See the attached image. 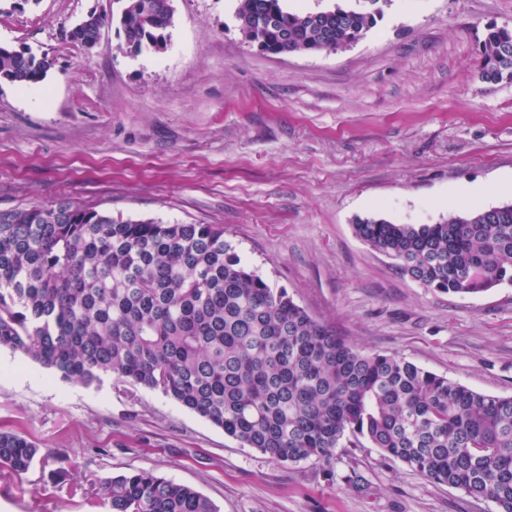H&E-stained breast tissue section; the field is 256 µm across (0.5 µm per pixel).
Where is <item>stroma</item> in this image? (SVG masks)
Listing matches in <instances>:
<instances>
[{"mask_svg": "<svg viewBox=\"0 0 512 512\" xmlns=\"http://www.w3.org/2000/svg\"><path fill=\"white\" fill-rule=\"evenodd\" d=\"M237 4L173 0L166 51L132 55L112 27L90 49L66 37L119 0H0V43L51 62L40 83L0 81V209L65 198L223 225L251 268L362 350L512 396V285L422 287L353 230L435 223L472 190L477 209L512 203V83L475 65L486 26L512 27V0H391L355 45L280 56L244 42ZM1 427L43 458L0 478V512H102L91 485L131 470L191 486L217 512H496L370 445L276 463L161 392L65 381L7 349ZM355 471L366 492L347 487Z\"/></svg>", "mask_w": 512, "mask_h": 512, "instance_id": "35a3bbf8", "label": "stroma"}]
</instances>
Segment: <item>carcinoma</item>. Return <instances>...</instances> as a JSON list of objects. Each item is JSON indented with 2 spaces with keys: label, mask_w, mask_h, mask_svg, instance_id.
I'll list each match as a JSON object with an SVG mask.
<instances>
[{
  "label": "carcinoma",
  "mask_w": 512,
  "mask_h": 512,
  "mask_svg": "<svg viewBox=\"0 0 512 512\" xmlns=\"http://www.w3.org/2000/svg\"><path fill=\"white\" fill-rule=\"evenodd\" d=\"M119 49L162 53L171 0H122ZM391 0H336L291 12L238 0L245 41L264 54L334 53L363 39ZM109 14L67 32L94 46ZM482 81L512 82V29L480 41ZM51 63L0 44V80H45ZM357 237L425 288L471 295L512 285V203L433 224L359 219ZM66 380L158 390L276 462L330 459L368 442L427 479L512 512V396L475 391L397 354L366 352L274 288L224 241L220 224L115 218L64 200L0 210V349ZM40 446L0 430V475L30 470ZM106 512H216L152 471L106 478Z\"/></svg>",
  "instance_id": "cac0c4a2"
}]
</instances>
